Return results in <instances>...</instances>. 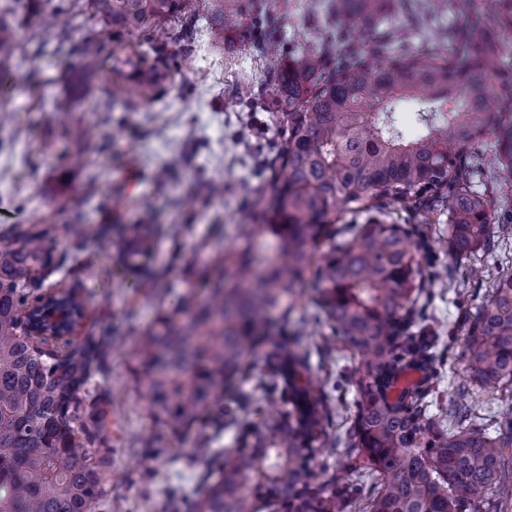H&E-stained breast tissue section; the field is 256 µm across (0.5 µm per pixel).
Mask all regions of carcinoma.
I'll use <instances>...</instances> for the list:
<instances>
[{
    "label": "carcinoma",
    "mask_w": 512,
    "mask_h": 512,
    "mask_svg": "<svg viewBox=\"0 0 512 512\" xmlns=\"http://www.w3.org/2000/svg\"><path fill=\"white\" fill-rule=\"evenodd\" d=\"M23 24L51 26L62 3L29 0ZM256 45L265 61L278 136L270 182L252 200L265 224L242 232L215 258L230 275L207 296L188 287L160 319L163 332L137 343L149 379L153 429L142 447L195 428L236 430L237 446L212 447L199 433L193 459L203 473L194 512H512V272L483 267L434 269L428 233L448 216L447 252L496 254L512 240V210L493 186L476 188L493 166L512 183V64H494L512 38V0H493L497 29L481 0H456L462 23L448 48L418 49L398 22L395 0H328L308 12L314 39L284 53L267 18L279 0H251ZM117 37L136 36L144 52L103 56L95 36L70 45L84 71L112 61V100L128 104L138 77L145 95L192 49L198 22L215 39L242 25V0H87ZM0 12V54L16 47L18 27ZM496 131L494 152L478 148ZM92 123L69 122L73 139L95 136ZM65 225L70 258L55 255V226L0 230V512H99L112 493V391L99 384L111 351L106 333L83 326L90 294L79 255L88 241L112 246L118 275L132 292L171 287L154 265L155 240L168 227L144 211L134 224H85L80 203ZM365 217L340 224L336 213ZM409 224H419L412 239ZM73 282H51L65 264ZM460 295L476 280L486 297L463 323L459 399L429 413L444 378L421 328L430 278ZM318 290L322 359L345 353V382L356 393L352 426L329 438L332 391L309 378L311 350L297 337L271 335L272 314L286 316L307 284ZM63 321L35 336L40 309ZM264 351L254 373L248 357ZM244 382L253 383L248 393ZM500 402L497 435L472 417L480 397ZM344 457L347 465L333 462Z\"/></svg>",
    "instance_id": "1"
}]
</instances>
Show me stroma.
Masks as SVG:
<instances>
[{
    "mask_svg": "<svg viewBox=\"0 0 512 512\" xmlns=\"http://www.w3.org/2000/svg\"><path fill=\"white\" fill-rule=\"evenodd\" d=\"M61 19L54 27L18 32L7 87L0 91V105L9 115L0 121V202L8 203L20 223L55 225L61 252L69 246L63 226L72 219L76 199L90 224H132L149 208L158 223L177 225V237L158 241V261L173 264L172 286L162 296L135 295L122 287L112 247L89 242L81 258L92 295L89 317L121 342L109 355L105 378L112 389L114 479L101 512H179L195 497L199 467L188 439L140 448L152 419L134 350L140 336L156 330L158 313L175 307L186 284L202 289L218 275L211 256L232 248L244 225L261 222L247 203L269 179L259 152L275 132L265 96L241 95L237 84L246 75L261 86L264 62L252 48L249 27L228 32L220 44L203 30L181 70L157 87L154 100L135 97L123 106L110 101L100 76L84 74L65 52L70 43L94 35L104 54H111V34L92 17L86 0H67ZM41 42L48 48L35 54ZM36 74L47 95L33 88ZM62 99L74 117L97 125L98 138L79 142L65 135L53 115ZM162 168L169 171L163 182L156 177ZM94 170L100 178L92 183L88 175ZM211 182L223 183V198L210 197ZM433 291L426 324L445 337L444 366L456 371L464 348L456 329L485 291L473 287L459 298L439 281Z\"/></svg>",
    "mask_w": 512,
    "mask_h": 512,
    "instance_id": "obj_1",
    "label": "stroma"
}]
</instances>
